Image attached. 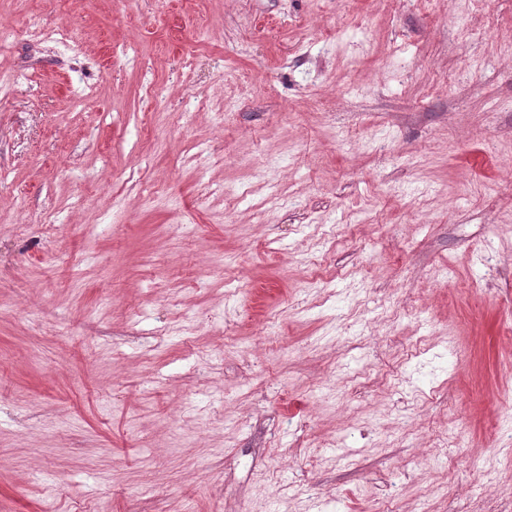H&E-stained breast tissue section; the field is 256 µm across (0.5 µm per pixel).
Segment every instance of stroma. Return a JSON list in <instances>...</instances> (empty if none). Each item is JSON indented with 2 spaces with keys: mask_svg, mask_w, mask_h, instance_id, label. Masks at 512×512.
<instances>
[{
  "mask_svg": "<svg viewBox=\"0 0 512 512\" xmlns=\"http://www.w3.org/2000/svg\"><path fill=\"white\" fill-rule=\"evenodd\" d=\"M497 393L512 0H0V512H512Z\"/></svg>",
  "mask_w": 512,
  "mask_h": 512,
  "instance_id": "obj_1",
  "label": "stroma"
}]
</instances>
